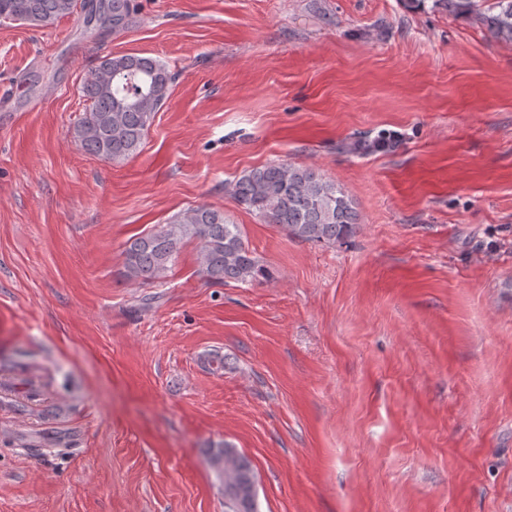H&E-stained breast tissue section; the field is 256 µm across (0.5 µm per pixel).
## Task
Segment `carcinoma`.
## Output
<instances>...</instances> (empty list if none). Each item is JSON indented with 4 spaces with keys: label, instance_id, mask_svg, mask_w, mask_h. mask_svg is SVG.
Here are the masks:
<instances>
[{
    "label": "carcinoma",
    "instance_id": "carcinoma-1",
    "mask_svg": "<svg viewBox=\"0 0 512 512\" xmlns=\"http://www.w3.org/2000/svg\"><path fill=\"white\" fill-rule=\"evenodd\" d=\"M76 8L77 0H0V19L47 26ZM432 8L474 22L494 40L512 44V0H433ZM132 11V0H112V27L125 26ZM174 80L169 68L152 57L101 58L80 87L89 112L74 129L77 147L112 162L137 153ZM229 191L239 204L302 241L341 244L358 224L349 196L313 168L269 164L243 175ZM187 239L198 240L202 273L212 283L270 277L245 244L239 225L227 223L224 212L205 204L130 238L123 250L124 276L141 284L165 278ZM211 463L224 491V512H258L250 460L226 441L211 447Z\"/></svg>",
    "mask_w": 512,
    "mask_h": 512
}]
</instances>
